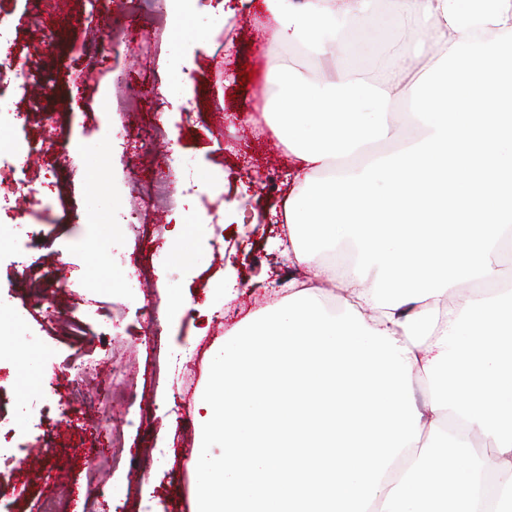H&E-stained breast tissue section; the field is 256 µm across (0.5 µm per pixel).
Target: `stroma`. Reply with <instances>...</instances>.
I'll return each mask as SVG.
<instances>
[{
	"instance_id": "stroma-1",
	"label": "stroma",
	"mask_w": 512,
	"mask_h": 512,
	"mask_svg": "<svg viewBox=\"0 0 512 512\" xmlns=\"http://www.w3.org/2000/svg\"><path fill=\"white\" fill-rule=\"evenodd\" d=\"M387 20L384 0H373ZM224 0H185L179 19L151 27L127 0H0V62L36 59L29 87L12 97L13 119L0 125V157L24 165L33 187L65 199L42 221L24 200L0 199V430L10 432L0 466V503L40 512L62 480L75 490L68 512H192L184 466L196 440L193 398L207 381L204 347L239 319L273 300L272 276L289 278L294 259L270 248L283 223L263 218L283 206L294 162L256 103L277 91L273 71L286 64L330 75L305 46H280L259 0L247 13L224 14ZM394 45L374 34L352 50L366 80L394 50L433 63L426 40L387 20ZM120 32L117 41L103 37ZM255 74L243 81L242 65ZM189 89H182L184 78ZM124 88H117L116 79ZM169 137L153 140V125ZM128 136H119V129ZM180 162L200 194L165 213L148 208V187L166 156ZM140 221H127L130 212ZM223 224L214 229L212 214ZM161 223L192 225L194 251L173 257ZM233 267L240 282L234 315L212 314L209 284ZM53 288L51 313L30 306L27 283ZM185 306L168 325L159 310ZM50 370L53 390L25 380L17 352ZM66 359L88 367L89 381L59 371ZM51 446L38 465L24 460ZM150 477L136 474L144 455ZM117 490L116 501L97 486Z\"/></svg>"
}]
</instances>
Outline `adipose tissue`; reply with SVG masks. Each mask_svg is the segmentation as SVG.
I'll use <instances>...</instances> for the list:
<instances>
[{"label": "adipose tissue", "instance_id": "adipose-tissue-1", "mask_svg": "<svg viewBox=\"0 0 512 512\" xmlns=\"http://www.w3.org/2000/svg\"><path fill=\"white\" fill-rule=\"evenodd\" d=\"M263 2L277 44L333 67L324 81L279 66L263 105L296 161L288 250L312 275L205 353L194 512H512V112L495 97L512 0H386L441 51L377 86L336 23L378 30L371 0ZM323 279L357 281L341 313Z\"/></svg>", "mask_w": 512, "mask_h": 512}]
</instances>
